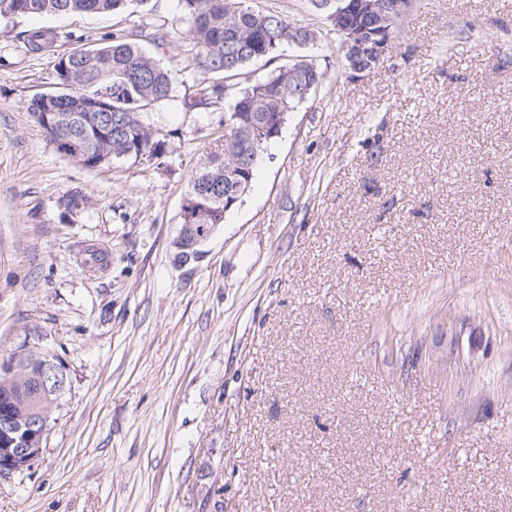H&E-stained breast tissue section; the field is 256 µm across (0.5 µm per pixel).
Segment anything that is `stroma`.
Wrapping results in <instances>:
<instances>
[{"instance_id":"35a3bbf8","label":"stroma","mask_w":512,"mask_h":512,"mask_svg":"<svg viewBox=\"0 0 512 512\" xmlns=\"http://www.w3.org/2000/svg\"><path fill=\"white\" fill-rule=\"evenodd\" d=\"M249 3L314 32L282 59L324 80L185 265L219 113L158 107L162 157L89 170L28 110L71 31L185 80L174 0L0 18V359L41 348L69 379L0 512H512V0H414L364 73L311 0Z\"/></svg>"}]
</instances>
